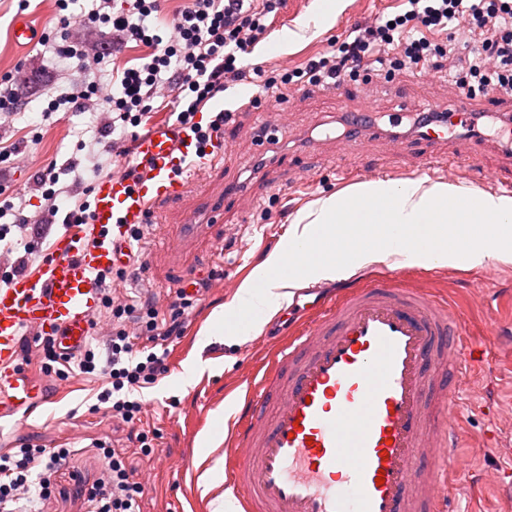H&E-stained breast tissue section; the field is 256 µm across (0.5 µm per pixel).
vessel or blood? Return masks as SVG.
Wrapping results in <instances>:
<instances>
[{
	"mask_svg": "<svg viewBox=\"0 0 512 512\" xmlns=\"http://www.w3.org/2000/svg\"><path fill=\"white\" fill-rule=\"evenodd\" d=\"M132 152L144 176L97 182L88 223L69 225L37 268L0 288V419L44 402L43 382L19 365L23 331L83 347L101 300L96 273L126 263L131 228L196 192L200 207L158 242L179 255L224 211L205 182L227 156L223 133L203 145L158 124ZM303 308L287 345L246 382L225 438V493L240 512H457L443 464L466 438L451 407L473 363L447 301L376 279Z\"/></svg>",
	"mask_w": 512,
	"mask_h": 512,
	"instance_id": "b4317fda",
	"label": "vessel or blood"
}]
</instances>
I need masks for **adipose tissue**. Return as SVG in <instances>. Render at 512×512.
Returning a JSON list of instances; mask_svg holds the SVG:
<instances>
[{"label": "adipose tissue", "instance_id": "ef3b65f1", "mask_svg": "<svg viewBox=\"0 0 512 512\" xmlns=\"http://www.w3.org/2000/svg\"><path fill=\"white\" fill-rule=\"evenodd\" d=\"M394 226L407 231L405 257L411 263L512 261V198L445 183L377 180L357 185L351 198L326 196L301 212L291 228V240L308 247L303 271L284 273L281 259L268 260L254 280L238 289L235 307L271 312L291 300L301 278L349 277L356 267L386 257ZM356 236L371 240L368 247L358 249L356 264L327 258L336 242Z\"/></svg>", "mask_w": 512, "mask_h": 512}]
</instances>
